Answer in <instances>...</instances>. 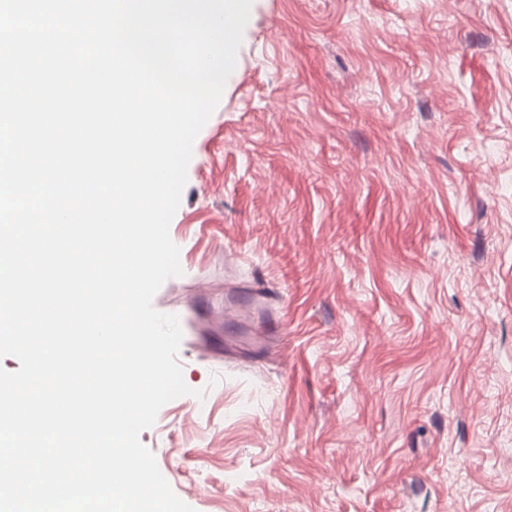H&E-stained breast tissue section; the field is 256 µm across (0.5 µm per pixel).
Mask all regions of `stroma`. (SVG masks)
Wrapping results in <instances>:
<instances>
[{
  "label": "stroma",
  "mask_w": 512,
  "mask_h": 512,
  "mask_svg": "<svg viewBox=\"0 0 512 512\" xmlns=\"http://www.w3.org/2000/svg\"><path fill=\"white\" fill-rule=\"evenodd\" d=\"M153 299L195 512H512V0H253Z\"/></svg>",
  "instance_id": "35a3bbf8"
}]
</instances>
